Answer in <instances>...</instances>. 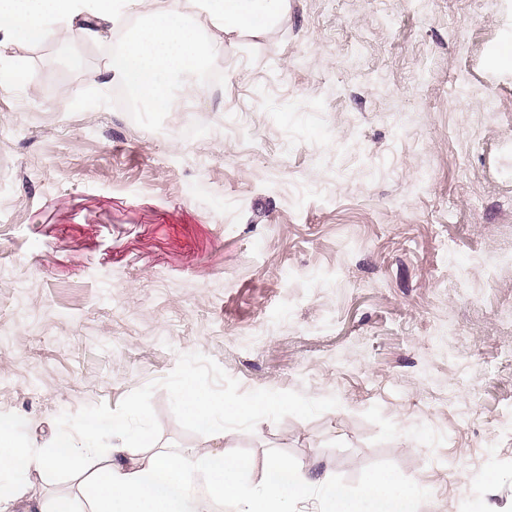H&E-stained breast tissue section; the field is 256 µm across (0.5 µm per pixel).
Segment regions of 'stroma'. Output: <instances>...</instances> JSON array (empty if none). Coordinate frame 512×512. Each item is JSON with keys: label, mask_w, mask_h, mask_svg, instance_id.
I'll list each match as a JSON object with an SVG mask.
<instances>
[{"label": "stroma", "mask_w": 512, "mask_h": 512, "mask_svg": "<svg viewBox=\"0 0 512 512\" xmlns=\"http://www.w3.org/2000/svg\"><path fill=\"white\" fill-rule=\"evenodd\" d=\"M203 97L132 112L108 44L0 47V416L33 447L180 354L336 396L229 430L416 512H512V0H289ZM495 111H487V102ZM165 448H209L152 396ZM499 475L483 483L486 471Z\"/></svg>", "instance_id": "stroma-1"}]
</instances>
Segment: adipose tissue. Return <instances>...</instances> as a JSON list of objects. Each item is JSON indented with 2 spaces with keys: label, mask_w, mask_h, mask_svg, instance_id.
<instances>
[{
  "label": "adipose tissue",
  "mask_w": 512,
  "mask_h": 512,
  "mask_svg": "<svg viewBox=\"0 0 512 512\" xmlns=\"http://www.w3.org/2000/svg\"><path fill=\"white\" fill-rule=\"evenodd\" d=\"M288 0H161L149 11L145 0H0V44H54L68 51L76 39L100 41L130 15L146 20L113 53L107 76L121 81L133 98L167 111L172 80L204 68L217 50L191 14L204 16L219 30L258 34L278 23ZM87 431L108 429L117 444L107 454L61 433L48 448L29 447L16 426L0 417V512H290L309 502L310 512H413V490L388 473L368 476L361 494L352 495L328 475H318L288 457L268 455L258 482H250L245 462L223 448L157 447L148 433L135 441L132 455L118 422H85ZM76 482L80 510L59 497L32 495L29 474Z\"/></svg>",
  "instance_id": "ef3b65f1"
}]
</instances>
